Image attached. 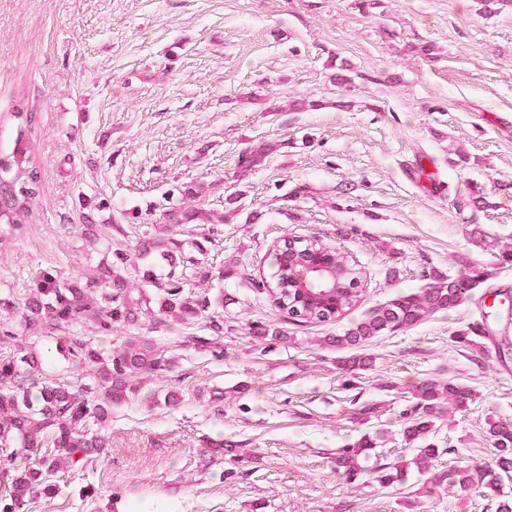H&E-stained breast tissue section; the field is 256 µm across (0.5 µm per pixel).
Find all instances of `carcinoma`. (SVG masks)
Wrapping results in <instances>:
<instances>
[{
	"label": "carcinoma",
	"mask_w": 512,
	"mask_h": 512,
	"mask_svg": "<svg viewBox=\"0 0 512 512\" xmlns=\"http://www.w3.org/2000/svg\"><path fill=\"white\" fill-rule=\"evenodd\" d=\"M271 150L262 145L242 155L240 169L249 171ZM37 179L30 151L17 138L12 152L0 158V224L16 230L30 216L31 184ZM208 222L200 207L172 205L164 212L166 224ZM182 240L164 229L145 233L140 255L167 256L183 249ZM274 271L254 284L292 323L317 324L337 320L355 306L361 292V272L341 251L316 238L285 237L273 246ZM424 284L400 292L368 311L341 336H329L323 344L363 349L375 338L410 328L427 316L463 303L474 288L490 274L473 265L457 276L435 269L423 275ZM159 307L151 329L163 332L172 322L188 323L202 316L211 300L196 296L180 278L159 285ZM139 303L134 301L125 277L106 269L95 276L62 280L50 271L35 278V292L23 308L26 323L43 330L61 331L74 326L110 332L114 326L137 322ZM210 336H184L181 343L219 360L224 356L221 338L224 323L211 320ZM253 338L279 342L286 336L274 324L250 326ZM64 351L75 362L89 366L77 385L38 377L42 363L30 357H0V442L13 445L11 457L25 463L0 471V512H22L29 499L53 498L61 490L56 477L93 462L107 447L102 429L112 421V406L131 396H140L141 382L172 371L177 362L158 346L154 336H127L120 349L104 354L93 341L75 332L64 339ZM473 399L471 389L461 383L428 379L419 384L413 405L406 410L402 429L404 440L418 443L415 463L422 474L431 472L440 449L430 441L436 421L465 408ZM489 433L500 448L498 468L477 474L459 467L448 474L433 476L431 483L448 482L461 489L478 487L498 496V512H512V498L501 487V473L512 471V423L496 421ZM377 448L369 434L336 449V472L349 483L368 474L387 486L398 481L404 465L394 462L369 471L360 464Z\"/></svg>",
	"instance_id": "cac0c4a2"
}]
</instances>
